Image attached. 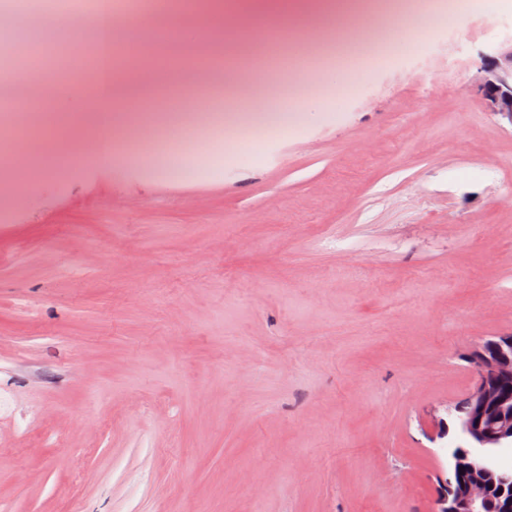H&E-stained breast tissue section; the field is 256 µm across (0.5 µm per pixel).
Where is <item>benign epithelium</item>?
I'll return each instance as SVG.
<instances>
[{
	"label": "benign epithelium",
	"instance_id": "1",
	"mask_svg": "<svg viewBox=\"0 0 512 512\" xmlns=\"http://www.w3.org/2000/svg\"><path fill=\"white\" fill-rule=\"evenodd\" d=\"M479 85L489 111L512 124V45L489 58ZM477 382L467 395L469 418L454 433L447 420H436V438L442 441L450 478L430 512H488L484 482L477 472L495 477L500 490L499 512H512V465L499 457L512 447V409L498 401L500 385L512 379V334L485 340L475 350Z\"/></svg>",
	"mask_w": 512,
	"mask_h": 512
}]
</instances>
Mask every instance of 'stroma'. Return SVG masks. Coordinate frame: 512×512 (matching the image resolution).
I'll list each match as a JSON object with an SVG mask.
<instances>
[{
  "mask_svg": "<svg viewBox=\"0 0 512 512\" xmlns=\"http://www.w3.org/2000/svg\"><path fill=\"white\" fill-rule=\"evenodd\" d=\"M184 0L170 40L134 41L113 113L158 99L149 138L112 164L87 94L77 155L45 140L35 190L0 210V512H427L446 459L434 424L468 356L512 334V124L478 89L512 41V0H463L362 63L348 27L310 41L300 14ZM288 25L283 51L349 56L348 96L302 94L298 123L193 175L138 154L171 140L221 71L269 45L227 17Z\"/></svg>",
  "mask_w": 512,
  "mask_h": 512,
  "instance_id": "stroma-1",
  "label": "stroma"
}]
</instances>
